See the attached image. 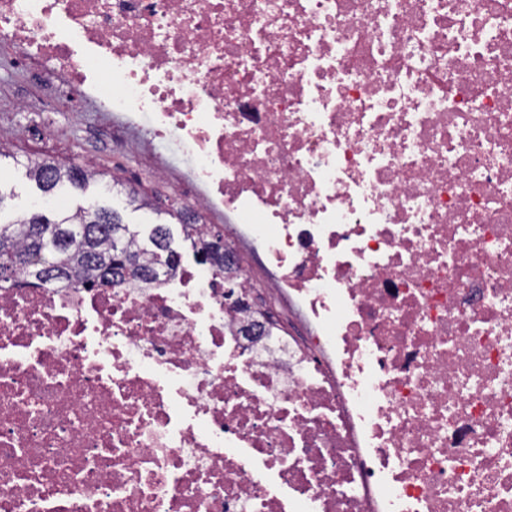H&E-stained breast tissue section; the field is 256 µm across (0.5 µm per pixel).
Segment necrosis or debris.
I'll return each mask as SVG.
<instances>
[{"instance_id": "1", "label": "necrosis or debris", "mask_w": 512, "mask_h": 512, "mask_svg": "<svg viewBox=\"0 0 512 512\" xmlns=\"http://www.w3.org/2000/svg\"><path fill=\"white\" fill-rule=\"evenodd\" d=\"M0 42L224 244L0 285V512H512V0H0Z\"/></svg>"}]
</instances>
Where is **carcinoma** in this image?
Listing matches in <instances>:
<instances>
[{
	"mask_svg": "<svg viewBox=\"0 0 512 512\" xmlns=\"http://www.w3.org/2000/svg\"><path fill=\"white\" fill-rule=\"evenodd\" d=\"M27 173L49 195L66 182L85 190L100 177L94 170L62 168L47 159L27 160ZM175 256L168 225H154L143 244L139 231L105 206H79L39 226L29 216L0 222V283L24 278L55 287L81 283L93 288L112 280V274L125 272L130 260L133 275L139 277L171 266ZM197 260L223 262V245L211 244Z\"/></svg>",
	"mask_w": 512,
	"mask_h": 512,
	"instance_id": "cac0c4a2",
	"label": "carcinoma"
}]
</instances>
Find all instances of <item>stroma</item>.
Here are the masks:
<instances>
[{
	"mask_svg": "<svg viewBox=\"0 0 512 512\" xmlns=\"http://www.w3.org/2000/svg\"><path fill=\"white\" fill-rule=\"evenodd\" d=\"M14 57V49L0 46V192L6 196L0 220L10 221L24 210L51 217L80 206H107L144 237L153 225H169L172 248L192 260L190 244L170 216L179 207L182 187L155 177L150 158L122 147L120 134L87 122L85 104L59 98L42 63L17 68ZM37 157L64 167L93 164L113 185L108 190L92 185L83 192L68 187L44 201L26 175L27 160Z\"/></svg>",
	"mask_w": 512,
	"mask_h": 512,
	"instance_id": "obj_1",
	"label": "stroma"
}]
</instances>
